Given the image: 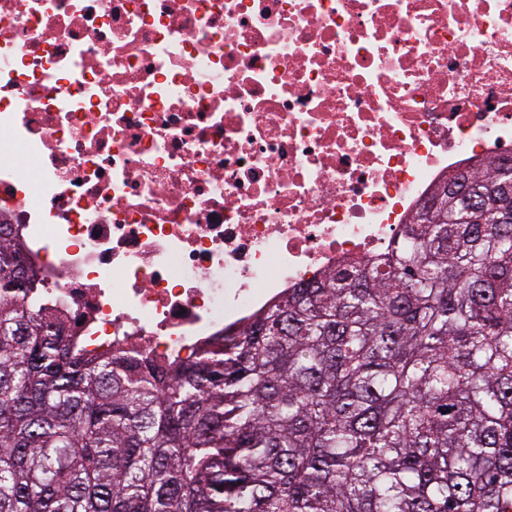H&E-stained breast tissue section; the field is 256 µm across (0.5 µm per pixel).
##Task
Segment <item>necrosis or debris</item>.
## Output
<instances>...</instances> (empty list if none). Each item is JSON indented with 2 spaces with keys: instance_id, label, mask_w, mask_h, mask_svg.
Instances as JSON below:
<instances>
[{
  "instance_id": "1",
  "label": "necrosis or debris",
  "mask_w": 512,
  "mask_h": 512,
  "mask_svg": "<svg viewBox=\"0 0 512 512\" xmlns=\"http://www.w3.org/2000/svg\"><path fill=\"white\" fill-rule=\"evenodd\" d=\"M512 151V0H0V222L94 353L185 359Z\"/></svg>"
}]
</instances>
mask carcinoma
I'll return each mask as SVG.
<instances>
[{
	"label": "carcinoma",
	"mask_w": 512,
	"mask_h": 512,
	"mask_svg": "<svg viewBox=\"0 0 512 512\" xmlns=\"http://www.w3.org/2000/svg\"><path fill=\"white\" fill-rule=\"evenodd\" d=\"M188 360L94 354L0 234V512H512V162Z\"/></svg>",
	"instance_id": "cac0c4a2"
}]
</instances>
